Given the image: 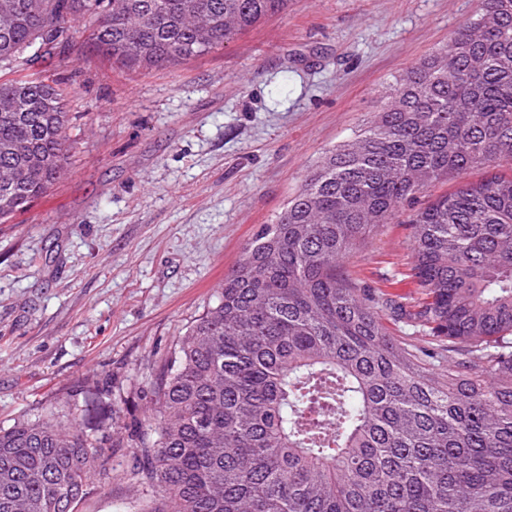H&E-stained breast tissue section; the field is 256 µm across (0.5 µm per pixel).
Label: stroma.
<instances>
[{
    "instance_id": "obj_1",
    "label": "stroma",
    "mask_w": 512,
    "mask_h": 512,
    "mask_svg": "<svg viewBox=\"0 0 512 512\" xmlns=\"http://www.w3.org/2000/svg\"><path fill=\"white\" fill-rule=\"evenodd\" d=\"M478 0H290L234 42L149 72L112 69L89 18L35 64L66 91L65 173L0 223V427L50 416L100 434L143 419L179 336L324 152L450 44ZM409 230L378 228L344 271L413 302ZM135 451H112L78 512H150Z\"/></svg>"
}]
</instances>
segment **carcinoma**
Wrapping results in <instances>:
<instances>
[{
	"instance_id": "1",
	"label": "carcinoma",
	"mask_w": 512,
	"mask_h": 512,
	"mask_svg": "<svg viewBox=\"0 0 512 512\" xmlns=\"http://www.w3.org/2000/svg\"><path fill=\"white\" fill-rule=\"evenodd\" d=\"M288 0H0V222L63 169L64 93L28 69L72 39L122 71L236 40ZM370 125L327 151L176 343L126 446L164 512H512V0H479ZM409 215L416 309L360 287L352 250ZM407 317L421 338L393 336ZM103 440L46 417L0 428V512H77ZM497 171V168L490 167L482 170H467L452 176H448V180H441L436 182L427 191L418 194L417 198L415 199L414 206L415 208H419L423 203L434 199L438 195L443 194L446 190L451 192L467 182L476 181Z\"/></svg>"
}]
</instances>
